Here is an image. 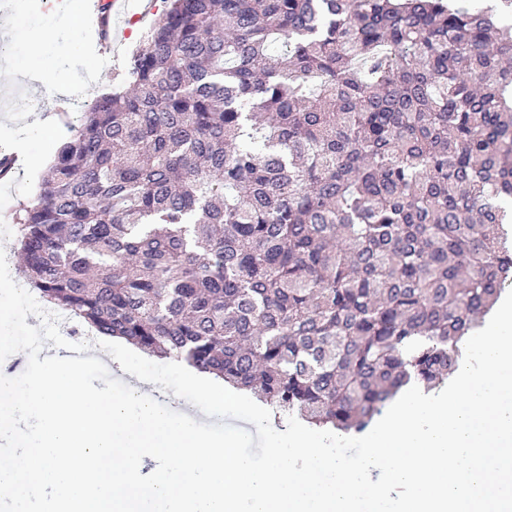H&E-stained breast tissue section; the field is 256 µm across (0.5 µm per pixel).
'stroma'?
I'll list each match as a JSON object with an SVG mask.
<instances>
[{"instance_id": "obj_1", "label": "stroma", "mask_w": 512, "mask_h": 512, "mask_svg": "<svg viewBox=\"0 0 512 512\" xmlns=\"http://www.w3.org/2000/svg\"><path fill=\"white\" fill-rule=\"evenodd\" d=\"M86 0H67L62 10L51 12L44 0H0V42L8 47L0 53V149L20 152L25 158V177H0V250H10L17 243L18 226L12 220L21 204L39 193L42 178L57 149L69 137V128L89 104L96 92L121 83L129 58L139 40L125 42L119 61L101 59L97 30L90 21L74 29L72 16L85 13ZM56 29L57 38L47 43L40 57L21 56L16 46L37 28ZM53 65L61 80L87 82L85 93L74 99L49 100L38 82L30 78L34 68ZM36 101V113L42 117L61 116L60 126L47 128L30 124L24 110L4 108L5 100Z\"/></svg>"}]
</instances>
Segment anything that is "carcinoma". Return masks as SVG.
I'll return each mask as SVG.
<instances>
[{
    "label": "carcinoma",
    "instance_id": "1",
    "mask_svg": "<svg viewBox=\"0 0 512 512\" xmlns=\"http://www.w3.org/2000/svg\"><path fill=\"white\" fill-rule=\"evenodd\" d=\"M15 214L99 336L362 434L512 285V38L465 0H165Z\"/></svg>",
    "mask_w": 512,
    "mask_h": 512
}]
</instances>
